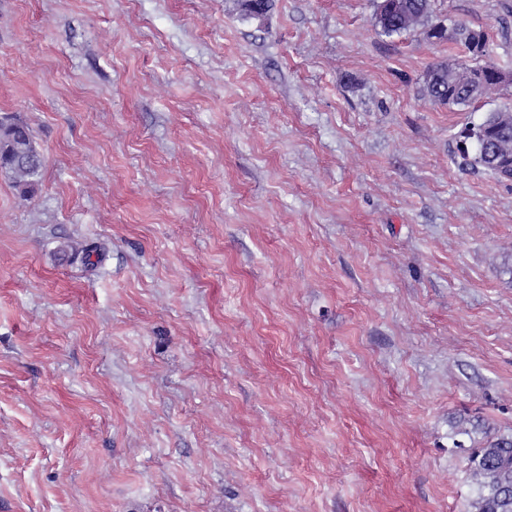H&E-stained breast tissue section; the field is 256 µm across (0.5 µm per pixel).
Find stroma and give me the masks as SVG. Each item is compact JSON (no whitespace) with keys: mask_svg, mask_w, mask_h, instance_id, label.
I'll return each mask as SVG.
<instances>
[{"mask_svg":"<svg viewBox=\"0 0 512 512\" xmlns=\"http://www.w3.org/2000/svg\"><path fill=\"white\" fill-rule=\"evenodd\" d=\"M512 69V0H434ZM373 0H0V512H467L512 430V182ZM100 262L87 265V248ZM43 169L31 133L24 124H0V173L12 179L23 197L31 196ZM454 436H467L470 445L453 439L454 448L466 453L473 483L469 512H512V433H504L488 421L479 420L472 429L459 420ZM480 433L476 438L473 434Z\"/></svg>","mask_w":512,"mask_h":512,"instance_id":"stroma-1","label":"stroma"}]
</instances>
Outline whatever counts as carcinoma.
Here are the masks:
<instances>
[{
  "mask_svg": "<svg viewBox=\"0 0 512 512\" xmlns=\"http://www.w3.org/2000/svg\"><path fill=\"white\" fill-rule=\"evenodd\" d=\"M375 27L385 37L401 35L425 27L429 38H448V29L433 23L431 0H374ZM272 0H241L243 16L264 17ZM463 51L470 62L450 67L446 62L433 64L426 72L423 96L438 105L476 107L484 99L511 96L512 86L495 82L491 76L478 83L474 76L496 64L489 61V43L482 30L459 27ZM461 158L500 180L508 179L512 169V120L503 119L501 108L484 113L460 132ZM43 162L31 133L24 124L0 125V173L12 179L24 197L30 196L38 183ZM453 434L466 436L470 445L455 439L454 447L466 453V464L473 483L469 512H512V433H504L487 421L472 428L463 421L454 424Z\"/></svg>",
  "mask_w": 512,
  "mask_h": 512,
  "instance_id": "cac0c4a2",
  "label": "carcinoma"
}]
</instances>
